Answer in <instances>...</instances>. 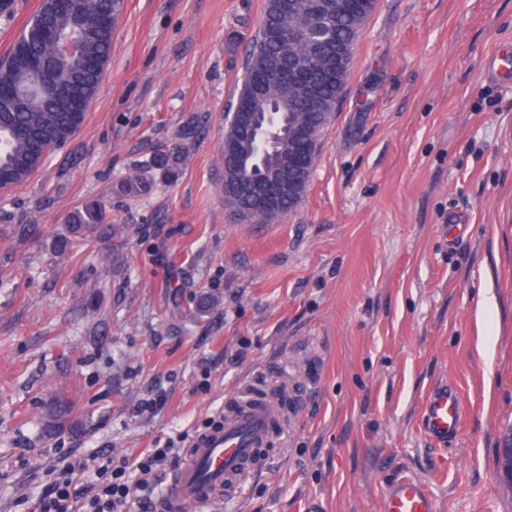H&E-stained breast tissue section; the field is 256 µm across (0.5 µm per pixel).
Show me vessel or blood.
<instances>
[{"instance_id": "obj_1", "label": "vessel or blood", "mask_w": 512, "mask_h": 512, "mask_svg": "<svg viewBox=\"0 0 512 512\" xmlns=\"http://www.w3.org/2000/svg\"><path fill=\"white\" fill-rule=\"evenodd\" d=\"M265 395L254 398L243 387L216 424L195 435L183 465L174 472L159 498V512H216L226 488L242 489L251 475V460L269 441L272 428L282 419L281 381L264 383ZM466 413L453 384L438 386L423 406L424 428L438 441L458 435ZM385 512H433L427 489L412 479L400 480L385 500Z\"/></svg>"}]
</instances>
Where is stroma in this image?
<instances>
[{
  "instance_id": "35a3bbf8",
  "label": "stroma",
  "mask_w": 512,
  "mask_h": 512,
  "mask_svg": "<svg viewBox=\"0 0 512 512\" xmlns=\"http://www.w3.org/2000/svg\"><path fill=\"white\" fill-rule=\"evenodd\" d=\"M264 7L125 0L74 141L0 196V512L66 453L186 448L242 378L287 373L291 425L218 512H384L402 475L436 512H512V84L485 76L512 0H377L303 197L235 223L225 115ZM172 149L177 176L149 168ZM90 201L112 223L76 236ZM445 382L467 415L443 444ZM56 397L79 430L45 432ZM466 413L453 384L438 386L426 398L423 406L424 428L428 435L445 441L460 432Z\"/></svg>"
}]
</instances>
